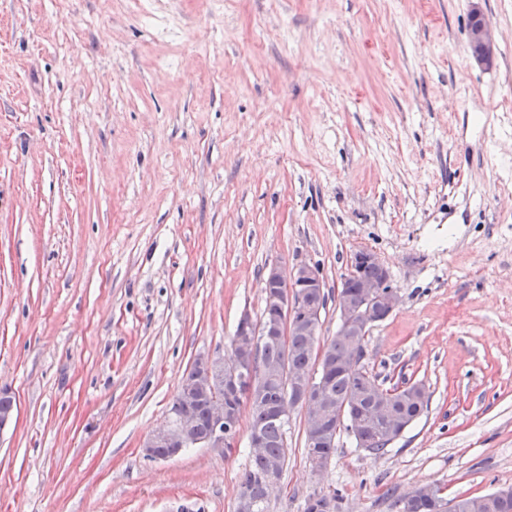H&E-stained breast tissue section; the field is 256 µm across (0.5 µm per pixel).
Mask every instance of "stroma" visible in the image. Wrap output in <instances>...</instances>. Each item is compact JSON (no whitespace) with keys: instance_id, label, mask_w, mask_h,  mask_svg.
Here are the masks:
<instances>
[{"instance_id":"1","label":"stroma","mask_w":512,"mask_h":512,"mask_svg":"<svg viewBox=\"0 0 512 512\" xmlns=\"http://www.w3.org/2000/svg\"><path fill=\"white\" fill-rule=\"evenodd\" d=\"M358 247L400 296L364 364L428 410L318 473L294 410L269 512L512 487V0H0V512H235L250 405L232 451L142 442L271 265L320 266L330 341ZM469 45L475 58L485 64H491L496 49L495 34L488 24L484 13L474 8L469 23ZM342 496L333 494L310 495L305 501L304 512H341Z\"/></svg>"}]
</instances>
